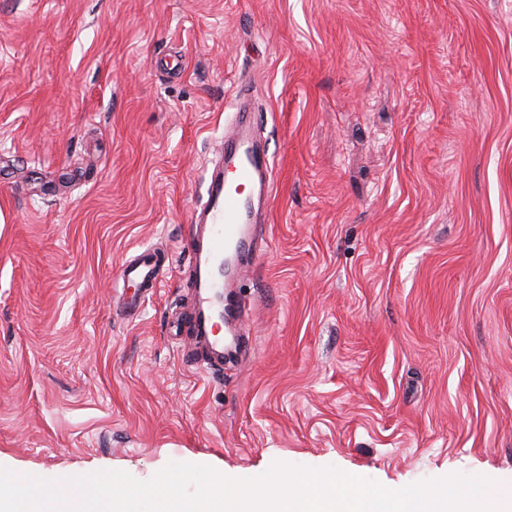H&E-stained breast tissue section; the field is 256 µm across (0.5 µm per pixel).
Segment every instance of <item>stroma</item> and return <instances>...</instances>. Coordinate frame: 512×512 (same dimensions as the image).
Returning <instances> with one entry per match:
<instances>
[{"label":"stroma","mask_w":512,"mask_h":512,"mask_svg":"<svg viewBox=\"0 0 512 512\" xmlns=\"http://www.w3.org/2000/svg\"><path fill=\"white\" fill-rule=\"evenodd\" d=\"M242 83L274 201L206 370L178 314ZM276 460L512 477V0H0V466ZM119 278L125 281L138 280L144 291L138 296H132L129 305L140 309L143 307L148 295L153 293L160 285L158 270V254L151 249L144 250L138 255L125 261L122 265Z\"/></svg>","instance_id":"obj_1"}]
</instances>
